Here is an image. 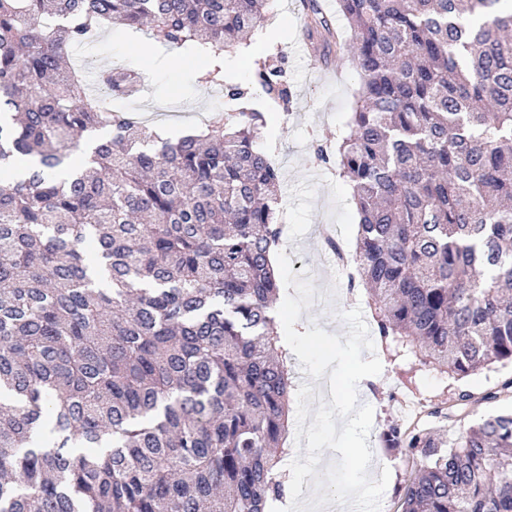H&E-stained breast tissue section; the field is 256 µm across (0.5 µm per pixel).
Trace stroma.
Wrapping results in <instances>:
<instances>
[{
	"label": "stroma",
	"mask_w": 512,
	"mask_h": 512,
	"mask_svg": "<svg viewBox=\"0 0 512 512\" xmlns=\"http://www.w3.org/2000/svg\"><path fill=\"white\" fill-rule=\"evenodd\" d=\"M300 0H268L267 22L246 45L225 52L224 81L248 86L257 62L279 67L292 93L289 112L266 113L263 145L282 175L280 209L286 225L282 251L291 260L293 272H306L316 293L310 309L302 311L295 325L305 332L317 322L326 332L345 335L348 328L342 311L362 305V295L347 292L348 280L335 256L326 251L318 235L320 226L335 228L337 240L352 249L358 234L359 215L351 200L346 179L336 173L335 162L317 159L315 150L335 149L345 129L360 84L351 60V44L343 42L337 60L323 61L320 38H307L305 22L297 15ZM144 30L113 27L106 30L90 53L76 51L75 57L87 75L101 65L136 71L147 85V95L117 98L115 110L135 111L150 124L172 134L195 128L205 118L227 107L224 92L197 81L198 59L160 47L155 59L141 58L148 44ZM380 375L361 380L357 386L360 403L374 409L368 444L373 453L372 477L390 469L389 484L380 502V512H396L410 478L411 464L401 454L382 448L379 435L387 425H428L426 409L453 402L459 390L475 394L476 400L461 417L449 422V435L473 425L491 406L482 395L502 380L512 377V367L497 368L457 381L419 364L412 357L381 355Z\"/></svg>",
	"instance_id": "1"
}]
</instances>
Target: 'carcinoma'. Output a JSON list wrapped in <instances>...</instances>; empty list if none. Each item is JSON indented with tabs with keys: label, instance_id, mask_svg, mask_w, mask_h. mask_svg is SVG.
Segmentation results:
<instances>
[{
	"label": "carcinoma",
	"instance_id": "carcinoma-1",
	"mask_svg": "<svg viewBox=\"0 0 512 512\" xmlns=\"http://www.w3.org/2000/svg\"><path fill=\"white\" fill-rule=\"evenodd\" d=\"M266 0H0V512H268L293 375L274 316L280 169L260 110L175 139L106 109L143 91L68 63L103 26L202 57ZM336 0L361 86L336 142L360 214L351 260L376 336L461 380L512 364V8ZM312 29L330 19L311 0ZM289 111L276 69L252 73ZM79 153L84 165L74 166ZM512 396V378L483 395ZM473 399L432 406L448 419ZM415 460L401 512H512V409L450 438L390 424Z\"/></svg>",
	"mask_w": 512,
	"mask_h": 512
}]
</instances>
